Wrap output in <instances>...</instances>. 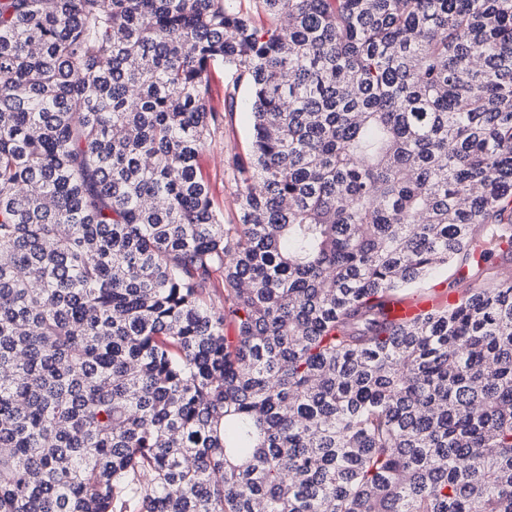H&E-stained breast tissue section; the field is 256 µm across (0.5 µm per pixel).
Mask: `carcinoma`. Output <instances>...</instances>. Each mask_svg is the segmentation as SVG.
Wrapping results in <instances>:
<instances>
[{
    "label": "carcinoma",
    "mask_w": 512,
    "mask_h": 512,
    "mask_svg": "<svg viewBox=\"0 0 512 512\" xmlns=\"http://www.w3.org/2000/svg\"><path fill=\"white\" fill-rule=\"evenodd\" d=\"M254 2L0 0V512H512V0ZM251 114L247 88H242L232 120L208 141L203 172L210 182L214 201L224 212V223L236 224L239 200L231 170L226 161L234 152H245L249 143ZM446 300L444 295L397 300L392 303L393 314L397 318H410L423 310L430 309Z\"/></svg>",
    "instance_id": "obj_1"
}]
</instances>
